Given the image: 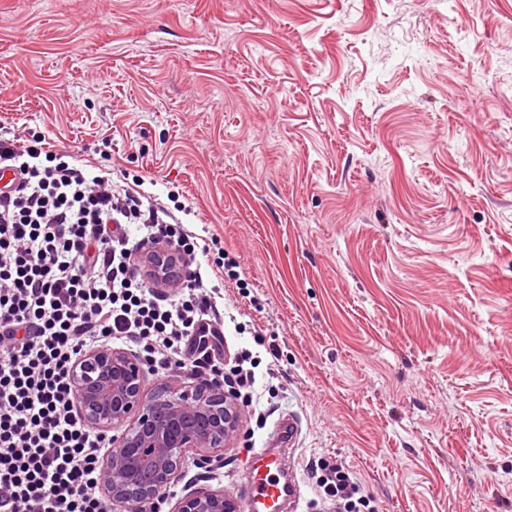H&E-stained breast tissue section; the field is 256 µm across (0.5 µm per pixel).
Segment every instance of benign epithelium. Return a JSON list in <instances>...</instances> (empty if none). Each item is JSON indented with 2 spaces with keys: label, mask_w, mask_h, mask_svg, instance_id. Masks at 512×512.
<instances>
[{
  "label": "benign epithelium",
  "mask_w": 512,
  "mask_h": 512,
  "mask_svg": "<svg viewBox=\"0 0 512 512\" xmlns=\"http://www.w3.org/2000/svg\"><path fill=\"white\" fill-rule=\"evenodd\" d=\"M140 262L154 288H175L186 257L165 243L150 248ZM144 363L110 345L91 347L73 364L69 382L81 421L112 431V446L102 456L98 491L121 512H155L185 455L202 464L239 431L241 412L217 383H203L195 392L162 387L144 393ZM175 512H239L224 490L191 492Z\"/></svg>",
  "instance_id": "benign-epithelium-1"
}]
</instances>
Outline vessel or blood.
<instances>
[{"mask_svg":"<svg viewBox=\"0 0 512 512\" xmlns=\"http://www.w3.org/2000/svg\"><path fill=\"white\" fill-rule=\"evenodd\" d=\"M282 458L278 449L265 448L251 458L250 481L243 491L244 512H280L286 497L294 495L293 485L281 483Z\"/></svg>","mask_w":512,"mask_h":512,"instance_id":"b4317fda","label":"vessel or blood"}]
</instances>
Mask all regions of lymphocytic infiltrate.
Wrapping results in <instances>:
<instances>
[{
  "label": "lymphocytic infiltrate",
  "mask_w": 512,
  "mask_h": 512,
  "mask_svg": "<svg viewBox=\"0 0 512 512\" xmlns=\"http://www.w3.org/2000/svg\"><path fill=\"white\" fill-rule=\"evenodd\" d=\"M2 170L16 179L0 186V512H111L95 488L112 439L79 419L70 368L88 348L119 340L158 368L223 375L209 352L220 315L200 269L185 271L177 303H162L143 281L130 235L190 256L201 245L141 180L114 185L43 139L1 132ZM321 484L343 512H361L345 466H332Z\"/></svg>",
  "instance_id": "1"
}]
</instances>
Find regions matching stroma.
<instances>
[{
  "label": "stroma",
  "instance_id": "stroma-1",
  "mask_svg": "<svg viewBox=\"0 0 512 512\" xmlns=\"http://www.w3.org/2000/svg\"><path fill=\"white\" fill-rule=\"evenodd\" d=\"M0 127L189 208L252 410L159 512L293 423L292 512H512V0H0ZM321 484L325 493L336 498V504L342 506L338 511L361 512L360 507L366 506L363 495L355 498L361 491L360 486L352 472L341 463H336L329 469V473L321 479Z\"/></svg>",
  "mask_w": 512,
  "mask_h": 512
}]
</instances>
